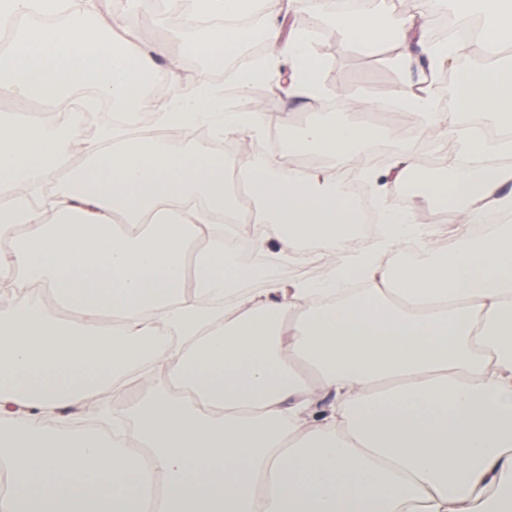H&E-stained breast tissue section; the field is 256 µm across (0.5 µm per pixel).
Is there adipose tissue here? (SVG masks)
I'll list each match as a JSON object with an SVG mask.
<instances>
[{
  "instance_id": "1",
  "label": "adipose tissue",
  "mask_w": 512,
  "mask_h": 512,
  "mask_svg": "<svg viewBox=\"0 0 512 512\" xmlns=\"http://www.w3.org/2000/svg\"><path fill=\"white\" fill-rule=\"evenodd\" d=\"M214 19L195 28L192 50L219 59L244 36L225 21L255 0H200ZM461 26L482 19L484 61L461 71L457 109L435 112L431 91L402 99L422 121L481 157L511 155L461 129L479 114L512 122V0H449ZM38 10L59 24L20 29L0 53V99L36 102L39 114H0V283L38 291L0 308V512H512V225L473 235L471 225L512 213V167L457 169L429 183L424 200L448 209L451 250L399 266L387 256L427 233L415 207L388 210L374 247L355 233L357 209L341 176L301 174L258 153L240 164L258 218L250 244L274 258L305 259L314 241L330 258L317 281H269L230 248L215 213L233 209L224 159L193 156L157 140L106 149L110 122L84 141L72 170L43 208L15 186L53 183L65 157L66 111L93 84L100 97L145 109L156 43L130 54L101 26L92 0H0V23ZM318 27L370 51L423 35V15H388L385 0L354 14L317 12ZM265 60L237 76L241 90L288 66L285 92L313 99L322 69L308 35L279 22L264 30ZM162 123L184 134L261 130L265 113L233 112L207 85L187 95L178 67ZM377 135L344 112H315L288 152L355 159ZM179 337L153 342L156 329ZM161 366L171 390L136 406L137 449L111 435L70 431L59 409L123 389ZM332 396L319 408L323 396Z\"/></svg>"
}]
</instances>
